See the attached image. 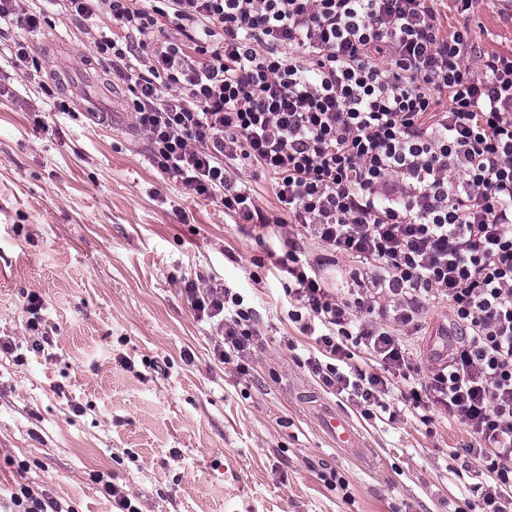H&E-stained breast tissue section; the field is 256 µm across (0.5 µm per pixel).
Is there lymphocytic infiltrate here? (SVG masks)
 <instances>
[{
  "label": "lymphocytic infiltrate",
  "mask_w": 512,
  "mask_h": 512,
  "mask_svg": "<svg viewBox=\"0 0 512 512\" xmlns=\"http://www.w3.org/2000/svg\"><path fill=\"white\" fill-rule=\"evenodd\" d=\"M45 2L126 84L155 167L187 195L264 224L231 172L269 176L284 292L316 335L311 372L369 419L443 408L479 438L467 451L481 475L476 507L501 512L512 497V55L471 70L468 26L441 36L428 0ZM437 93L448 98L440 112ZM299 230L361 262L346 296L305 266ZM184 291L219 360L247 374L262 341L254 309L212 279ZM431 294L448 302L452 357L394 398L409 366L397 330L418 325ZM355 348L382 373L339 371Z\"/></svg>",
  "instance_id": "lymphocytic-infiltrate-1"
}]
</instances>
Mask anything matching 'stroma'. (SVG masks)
<instances>
[{
	"instance_id": "1",
	"label": "stroma",
	"mask_w": 512,
	"mask_h": 512,
	"mask_svg": "<svg viewBox=\"0 0 512 512\" xmlns=\"http://www.w3.org/2000/svg\"><path fill=\"white\" fill-rule=\"evenodd\" d=\"M449 35L454 0H430ZM36 42L43 78L0 57V488L48 490L64 512H112L115 481L141 512H454L475 478L462 423L378 421L326 392L285 297L280 230L225 215L158 170L131 95L81 27L48 11ZM472 62L512 55V0L470 19ZM217 279L255 309L263 339L249 374L213 352L185 281ZM42 309L25 311L29 295ZM448 303L424 300L402 332L410 373L448 363ZM336 406L362 458L329 446L310 404Z\"/></svg>"
}]
</instances>
